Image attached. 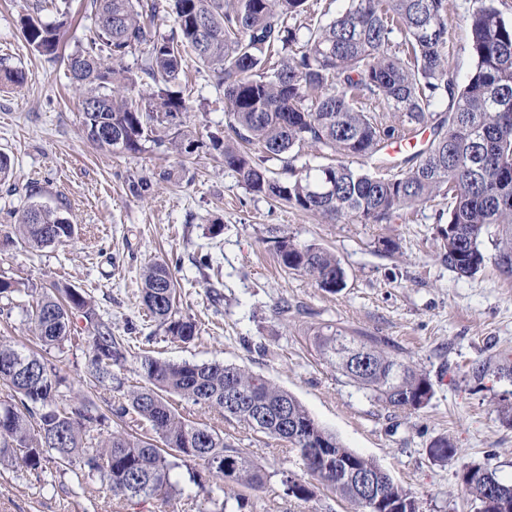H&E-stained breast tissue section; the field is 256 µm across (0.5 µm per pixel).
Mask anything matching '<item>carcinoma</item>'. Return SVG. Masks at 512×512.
<instances>
[{
    "instance_id": "carcinoma-1",
    "label": "carcinoma",
    "mask_w": 512,
    "mask_h": 512,
    "mask_svg": "<svg viewBox=\"0 0 512 512\" xmlns=\"http://www.w3.org/2000/svg\"><path fill=\"white\" fill-rule=\"evenodd\" d=\"M307 0H174L175 33L158 39L150 22L168 14L167 0H93L95 27L86 47L62 57L80 92L86 138L101 149L136 155L146 141L191 154L202 142L172 130L173 121L193 111L192 101L173 89L192 60L224 85V135H208L224 167L255 195L281 201L330 222L358 220L389 224L397 212L438 197L450 199L438 219V239L448 266L473 276L485 263L484 238L501 226L494 260L512 275V20L480 0L466 16L473 67L463 77L449 63L448 0H347L331 21L316 27L290 25ZM64 22L32 17L22 33L39 55L59 57ZM148 57L141 72L157 91L148 99L124 65L141 46ZM25 74L0 61V82L20 85ZM383 105L401 122L376 112ZM430 131L427 144L401 160L392 176L335 164L295 166L294 147L308 145L346 157L370 158L405 132ZM280 161L282 181L266 163ZM74 225L59 207L30 203L15 227L16 239L39 249L68 242ZM280 266L318 287L336 292L345 271L336 256L315 243L276 237ZM173 264L148 262L142 273V302L169 335L187 343L199 333L179 314ZM84 319V352L90 376L115 383L117 400L108 413L84 402L60 406L55 368L34 351L0 342V464L21 461L40 475L43 462L79 463L87 475L107 481L126 500H169L176 492L173 458L187 457L219 482L259 488L267 475L241 448L215 429L196 424L168 402L176 394L214 410L226 420L281 441L303 459L306 477L285 476V493L309 502L321 485L353 503L357 512H420V500L373 460L345 447L287 390L241 366L191 363L144 356L143 384L124 389L112 366L124 359L111 326L85 293L56 288L30 312L37 338L46 346L71 339L72 318ZM319 355L354 386L393 409L417 411L434 395L430 377L386 350L371 336H349L332 324L318 328ZM266 415L258 428L256 411ZM116 430L102 436L109 417ZM458 448L446 437L429 446L430 457L446 464ZM380 482L381 506L365 503L356 476ZM461 485L478 512H512V484L479 463L466 465Z\"/></svg>"
}]
</instances>
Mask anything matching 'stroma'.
<instances>
[{"label": "stroma", "instance_id": "obj_1", "mask_svg": "<svg viewBox=\"0 0 512 512\" xmlns=\"http://www.w3.org/2000/svg\"><path fill=\"white\" fill-rule=\"evenodd\" d=\"M32 2L0 0V58L26 75L22 86L0 90V152L12 160L7 182H0V241L13 235L15 214L34 188L39 201L60 207L75 234L63 245L0 251V278L20 288L13 299L0 298V340L39 349L32 305L52 284L79 288L109 319L122 345L125 358L114 371L125 388L141 385L145 355L236 364L291 392L343 445L416 492L422 512H475L460 484L462 469L473 462L511 483L512 424L502 412L512 406V378L505 374L512 366V277L497 270L492 243L483 245L482 271L461 277L437 246L445 201L401 210L389 224L331 223L249 193L218 152L205 147L179 158L150 141L133 157L93 146L64 66L35 53L22 34L20 18L30 14ZM475 5L448 0L449 60L461 75L473 65L465 18ZM65 11V19L52 8L40 18L62 23L61 43L70 52L92 34V0H66ZM181 83L194 106L183 116L182 130L196 138L220 131L223 86L194 64ZM165 171L171 180H160ZM141 177L153 187L137 197L128 184ZM275 230L333 251L345 287L331 293L284 271L271 240ZM386 240L393 251L384 250ZM206 251L214 263L201 271L195 260ZM159 258L180 261L178 307L200 327L193 341L173 340L141 303L142 267ZM284 305L285 315L279 312ZM325 323L386 339L392 354L429 375L430 403L409 414L349 384L310 345L312 331ZM71 334V341L47 353L62 379L63 401L102 404L114 392L87 372L82 319H75ZM170 402L262 465L268 473L264 488L194 483L203 469L185 458L171 472L179 490L168 503L130 501L114 497L106 481L84 476L75 465H49L42 482L17 464L0 467V512H219L229 495L249 498L254 512H354L351 503L324 489L309 504L284 495L283 473H304L296 451L179 396ZM441 436L458 449L445 464L428 453Z\"/></svg>", "mask_w": 512, "mask_h": 512}]
</instances>
